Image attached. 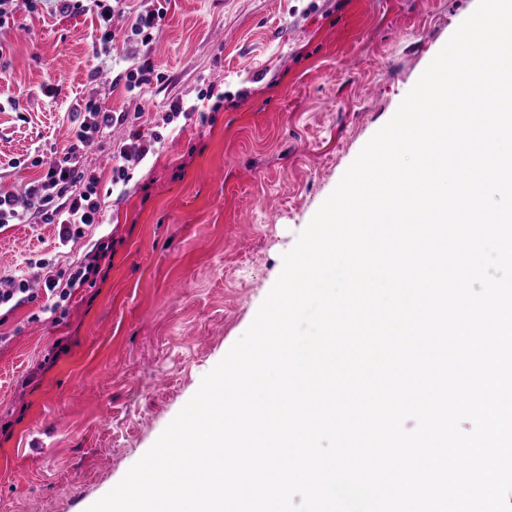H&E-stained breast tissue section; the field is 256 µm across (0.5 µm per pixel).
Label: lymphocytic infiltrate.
<instances>
[{"label": "lymphocytic infiltrate", "instance_id": "f902f5d3", "mask_svg": "<svg viewBox=\"0 0 512 512\" xmlns=\"http://www.w3.org/2000/svg\"><path fill=\"white\" fill-rule=\"evenodd\" d=\"M56 12L62 15L83 13L95 17L99 31L94 41L97 54L109 55L115 34L112 30L113 0H53ZM126 113L115 112L103 102L100 95L90 96L83 116L74 118L69 140L53 160L43 162L34 157L33 165L43 166V174L30 183L24 194L0 191V225L42 223L55 225L59 245L83 235L85 227L98 223L100 204L98 188L100 176L81 168L78 151L82 144L106 129L125 124ZM155 139L131 133L128 141L118 146L112 167V184L130 179L129 165L143 161L155 150ZM107 257L106 250H98L88 263L77 269H49L44 292L47 300H69L71 291L89 284L90 277L100 269Z\"/></svg>", "mask_w": 512, "mask_h": 512}]
</instances>
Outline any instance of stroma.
<instances>
[{
  "label": "stroma",
  "instance_id": "stroma-1",
  "mask_svg": "<svg viewBox=\"0 0 512 512\" xmlns=\"http://www.w3.org/2000/svg\"><path fill=\"white\" fill-rule=\"evenodd\" d=\"M150 0H122L111 57L89 15L49 0L19 12L0 64V188L62 149L89 74L151 59L135 90L104 83L128 125L81 146L101 177L100 221L61 248L50 224L0 232V284L43 282L100 247L112 267L65 315L44 298L0 310V512H87L156 442L251 325L284 253L395 114L478 0H159L156 44L122 34ZM187 106L172 123L174 101ZM160 136L128 184L110 183L129 130Z\"/></svg>",
  "mask_w": 512,
  "mask_h": 512
}]
</instances>
